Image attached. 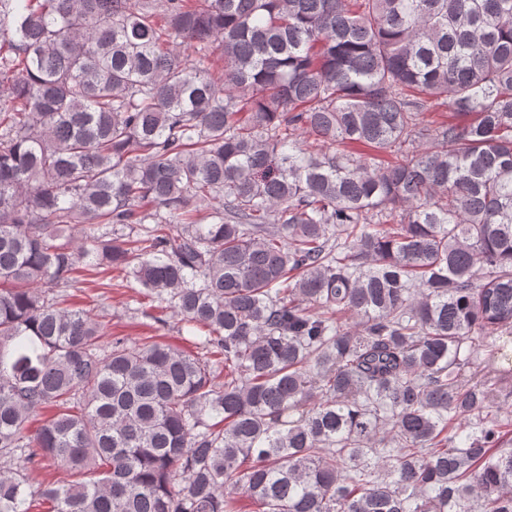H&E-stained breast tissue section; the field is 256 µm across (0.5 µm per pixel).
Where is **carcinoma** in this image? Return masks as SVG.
Listing matches in <instances>:
<instances>
[{
    "mask_svg": "<svg viewBox=\"0 0 512 512\" xmlns=\"http://www.w3.org/2000/svg\"><path fill=\"white\" fill-rule=\"evenodd\" d=\"M508 329L512 0H0V512H512ZM78 282L70 287H52L49 298L68 295V305L86 309L96 320L101 322L110 336H127L133 341L154 336L155 340L191 352L204 350L195 342L193 333L171 309L166 311L164 326L157 324L152 315L157 311L150 308L144 298L142 288L124 273L112 271L110 275L96 274L95 270L83 269ZM494 337L489 339L490 348L493 350V357L489 362L488 370L492 371V374H503L509 376L512 383V330L502 331L493 335ZM501 348L502 351H498Z\"/></svg>",
    "mask_w": 512,
    "mask_h": 512,
    "instance_id": "1",
    "label": "carcinoma"
}]
</instances>
